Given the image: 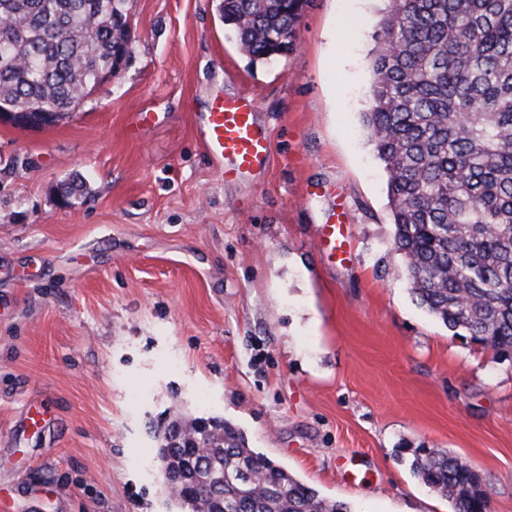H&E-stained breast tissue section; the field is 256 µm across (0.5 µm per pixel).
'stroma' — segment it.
I'll use <instances>...</instances> for the list:
<instances>
[{
    "label": "stroma",
    "instance_id": "1",
    "mask_svg": "<svg viewBox=\"0 0 512 512\" xmlns=\"http://www.w3.org/2000/svg\"><path fill=\"white\" fill-rule=\"evenodd\" d=\"M217 3L129 0L126 62L80 112L0 123V498L182 512L160 435L216 417L351 512H452L413 474L418 448L512 512V360L422 308L391 249L363 124L383 0H310L267 65ZM242 94L270 160L228 181L193 127ZM344 211L349 252L321 248Z\"/></svg>",
    "mask_w": 512,
    "mask_h": 512
}]
</instances>
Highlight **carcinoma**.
<instances>
[{
	"label": "carcinoma",
	"instance_id": "obj_1",
	"mask_svg": "<svg viewBox=\"0 0 512 512\" xmlns=\"http://www.w3.org/2000/svg\"><path fill=\"white\" fill-rule=\"evenodd\" d=\"M364 126L387 172L393 250L418 304L499 360L512 356V0H387ZM128 0H0V110L52 106L54 125L126 46ZM308 0H221L253 62L293 50ZM206 445V452L198 451ZM169 465L190 512H350L321 497L224 421L183 423ZM414 473L453 512H490L481 478L448 453ZM224 481L222 502L207 487Z\"/></svg>",
	"mask_w": 512,
	"mask_h": 512
}]
</instances>
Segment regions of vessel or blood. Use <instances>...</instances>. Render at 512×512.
Returning a JSON list of instances; mask_svg holds the SVG:
<instances>
[{
    "label": "vessel or blood",
    "mask_w": 512,
    "mask_h": 512,
    "mask_svg": "<svg viewBox=\"0 0 512 512\" xmlns=\"http://www.w3.org/2000/svg\"><path fill=\"white\" fill-rule=\"evenodd\" d=\"M254 111L248 96L218 99L196 124L198 140L220 162L225 180L262 168L270 154V134Z\"/></svg>",
    "instance_id": "b4317fda"
}]
</instances>
